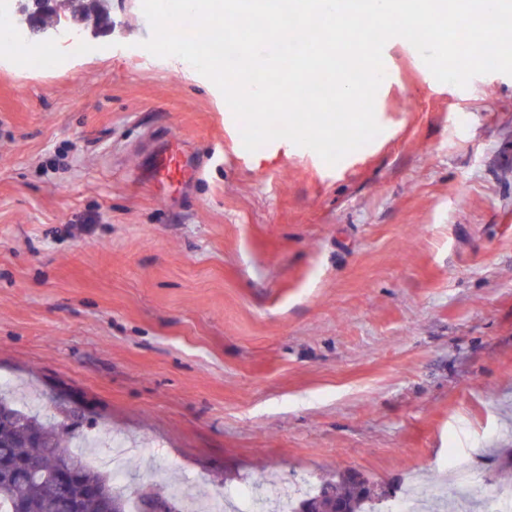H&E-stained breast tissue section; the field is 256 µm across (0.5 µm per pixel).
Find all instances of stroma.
<instances>
[{
	"label": "stroma",
	"mask_w": 512,
	"mask_h": 512,
	"mask_svg": "<svg viewBox=\"0 0 512 512\" xmlns=\"http://www.w3.org/2000/svg\"><path fill=\"white\" fill-rule=\"evenodd\" d=\"M53 7L58 35L0 46V393L98 463L120 441L134 492L354 470L383 508L456 497L461 460L512 487V76L442 83L388 40L381 132L331 166L246 150L213 82L144 48L142 0ZM169 129L203 162L179 191L140 178Z\"/></svg>",
	"instance_id": "35a3bbf8"
}]
</instances>
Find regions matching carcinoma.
<instances>
[{
  "mask_svg": "<svg viewBox=\"0 0 512 512\" xmlns=\"http://www.w3.org/2000/svg\"><path fill=\"white\" fill-rule=\"evenodd\" d=\"M0 443L8 454L33 465V470L46 474L66 466L88 481L102 482L110 496H121L112 491V478L88 464L82 453L69 448L63 434L53 425L40 423L36 416L23 412L8 401L0 399ZM336 492V500L344 503L348 512H364L367 498L358 495L351 480L343 474L328 481ZM25 512H59L58 491L48 481L22 479L0 473V512H15L18 506Z\"/></svg>",
  "mask_w": 512,
  "mask_h": 512,
  "instance_id": "carcinoma-1",
  "label": "carcinoma"
}]
</instances>
